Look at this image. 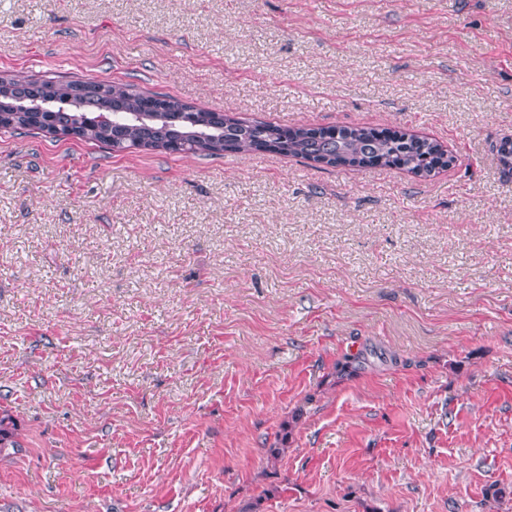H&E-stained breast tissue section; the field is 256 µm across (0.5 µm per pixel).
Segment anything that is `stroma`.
Wrapping results in <instances>:
<instances>
[{"label":"stroma","instance_id":"1","mask_svg":"<svg viewBox=\"0 0 512 512\" xmlns=\"http://www.w3.org/2000/svg\"><path fill=\"white\" fill-rule=\"evenodd\" d=\"M0 74L454 158L0 129V512H512V0H0Z\"/></svg>","mask_w":512,"mask_h":512}]
</instances>
